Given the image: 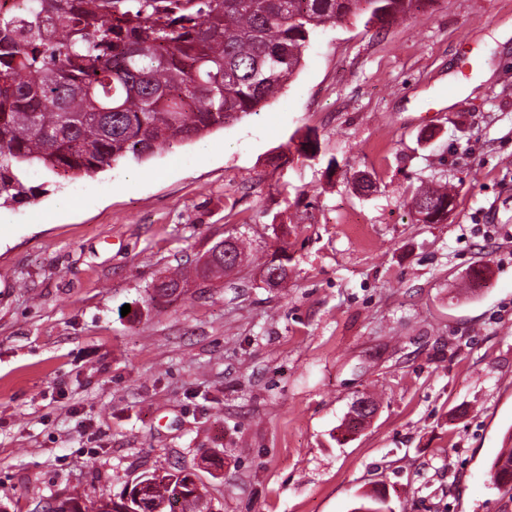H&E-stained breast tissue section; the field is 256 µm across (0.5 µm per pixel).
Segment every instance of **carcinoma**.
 Returning <instances> with one entry per match:
<instances>
[{
    "instance_id": "obj_1",
    "label": "carcinoma",
    "mask_w": 512,
    "mask_h": 512,
    "mask_svg": "<svg viewBox=\"0 0 512 512\" xmlns=\"http://www.w3.org/2000/svg\"><path fill=\"white\" fill-rule=\"evenodd\" d=\"M423 0H27L0 6V207L32 193V169L92 176L144 163L165 148L202 139L258 110L301 65L321 29L351 16L387 23ZM448 185L420 187L411 207L424 224L448 215ZM196 277L221 279L238 267L214 254ZM282 248L262 268L273 287L288 283ZM188 283L161 277L152 300ZM502 455L489 465L497 489ZM152 502L172 498L179 475L141 476ZM355 512H389L386 495Z\"/></svg>"
}]
</instances>
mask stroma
<instances>
[{"mask_svg": "<svg viewBox=\"0 0 512 512\" xmlns=\"http://www.w3.org/2000/svg\"><path fill=\"white\" fill-rule=\"evenodd\" d=\"M431 180L457 191L439 224L410 207ZM29 184L0 207V512H94L161 467L211 512H353L378 488L393 512H512L489 483L512 448V0L346 19L259 112ZM231 230L240 267L152 300ZM363 395L378 413L348 434ZM288 257L287 249L281 248L262 268L264 281L273 287H285L288 283Z\"/></svg>", "mask_w": 512, "mask_h": 512, "instance_id": "obj_1", "label": "stroma"}]
</instances>
